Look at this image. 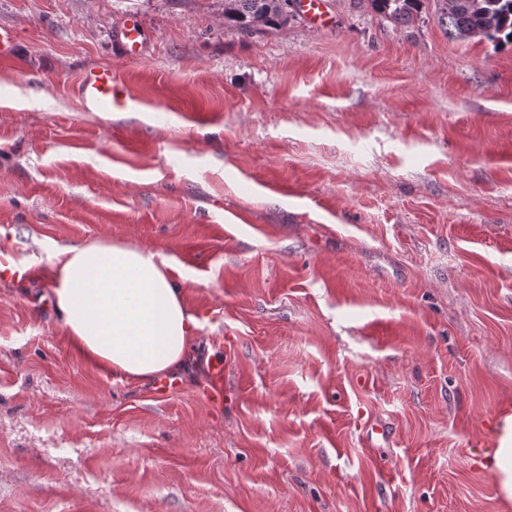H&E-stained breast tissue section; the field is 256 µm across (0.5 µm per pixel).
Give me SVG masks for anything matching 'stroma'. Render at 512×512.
Wrapping results in <instances>:
<instances>
[{
  "instance_id": "1",
  "label": "stroma",
  "mask_w": 512,
  "mask_h": 512,
  "mask_svg": "<svg viewBox=\"0 0 512 512\" xmlns=\"http://www.w3.org/2000/svg\"><path fill=\"white\" fill-rule=\"evenodd\" d=\"M331 8L244 37L224 0H0V251L37 270L0 279V512H512L470 456L512 403V48ZM94 241L172 263L199 327L169 396L49 302ZM148 37V31L141 19L134 13L127 15L116 31V40L123 50L125 58H136ZM78 85L81 104L88 112L112 111V106L121 101L112 67L87 70ZM205 395L210 403L217 405H222L228 397V392L224 391V360L222 358H215L208 365V384Z\"/></svg>"
}]
</instances>
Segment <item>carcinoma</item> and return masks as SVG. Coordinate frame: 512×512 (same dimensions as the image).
Wrapping results in <instances>:
<instances>
[{
  "mask_svg": "<svg viewBox=\"0 0 512 512\" xmlns=\"http://www.w3.org/2000/svg\"><path fill=\"white\" fill-rule=\"evenodd\" d=\"M372 10L400 27L412 25L425 3L451 41L485 39L512 45V0H368ZM274 0H224V25L243 36L288 24L293 15L271 9Z\"/></svg>",
  "mask_w": 512,
  "mask_h": 512,
  "instance_id": "cac0c4a2",
  "label": "carcinoma"
}]
</instances>
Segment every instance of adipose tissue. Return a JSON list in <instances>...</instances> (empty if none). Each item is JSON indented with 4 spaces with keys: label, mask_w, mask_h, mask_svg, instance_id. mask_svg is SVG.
<instances>
[{
    "label": "adipose tissue",
    "mask_w": 512,
    "mask_h": 512,
    "mask_svg": "<svg viewBox=\"0 0 512 512\" xmlns=\"http://www.w3.org/2000/svg\"><path fill=\"white\" fill-rule=\"evenodd\" d=\"M61 255L51 300L87 360L135 381L183 366L198 321L165 257L112 242L68 246Z\"/></svg>",
    "instance_id": "adipose-tissue-1"
}]
</instances>
